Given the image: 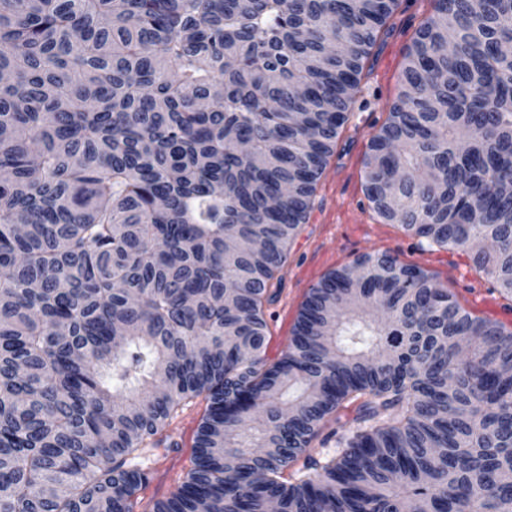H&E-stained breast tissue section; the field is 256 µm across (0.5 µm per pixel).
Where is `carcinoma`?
Returning <instances> with one entry per match:
<instances>
[{"label": "carcinoma", "mask_w": 512, "mask_h": 512, "mask_svg": "<svg viewBox=\"0 0 512 512\" xmlns=\"http://www.w3.org/2000/svg\"><path fill=\"white\" fill-rule=\"evenodd\" d=\"M432 2L365 194L512 295V0ZM398 6L0 0V512H512V329L432 274L363 254L265 357ZM198 397L192 467L141 506L139 458ZM336 424H332L331 428H327L324 432L315 440L312 441L310 446L300 455L298 461L292 464L286 473L291 474L294 471L301 469L304 463L310 462L314 459L319 462H323L324 458L333 454L334 451V438L327 444H323L325 436L329 433L332 428H336Z\"/></svg>", "instance_id": "obj_1"}]
</instances>
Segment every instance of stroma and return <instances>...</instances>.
<instances>
[{"instance_id": "stroma-1", "label": "stroma", "mask_w": 512, "mask_h": 512, "mask_svg": "<svg viewBox=\"0 0 512 512\" xmlns=\"http://www.w3.org/2000/svg\"><path fill=\"white\" fill-rule=\"evenodd\" d=\"M432 11V0H401L394 29L382 37L367 61L353 110L318 183L308 220L289 246L280 287L264 307L269 359H278L286 350L309 288L331 271L352 265L357 257L378 251L428 271L474 315L512 326V297L500 293L493 279L477 271L465 252L428 246L399 225L384 223L364 194L368 142L388 117L400 90L404 56L415 30ZM205 408L200 398L187 403L169 427L177 447L147 453L153 479L144 499L166 496L183 480Z\"/></svg>"}]
</instances>
